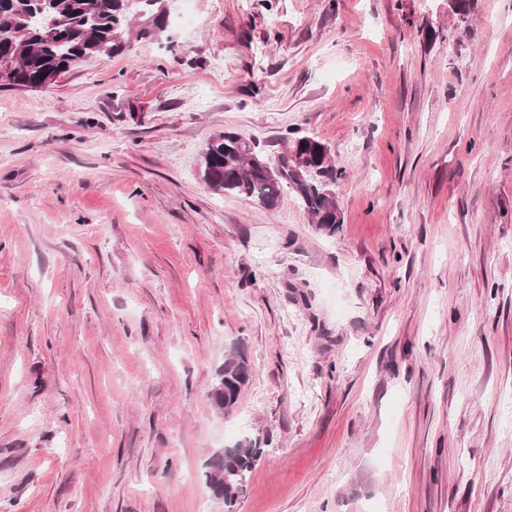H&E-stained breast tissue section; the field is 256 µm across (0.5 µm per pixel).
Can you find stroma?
<instances>
[{
    "instance_id": "35a3bbf8",
    "label": "stroma",
    "mask_w": 512,
    "mask_h": 512,
    "mask_svg": "<svg viewBox=\"0 0 512 512\" xmlns=\"http://www.w3.org/2000/svg\"><path fill=\"white\" fill-rule=\"evenodd\" d=\"M190 9L0 86V512H224L246 437L234 512H512V0ZM223 130L328 146L335 234L210 190ZM250 371L247 358L239 350L232 348L227 352L211 392L212 404L218 413L226 417L235 411ZM232 447L231 450L224 451V457L219 462L223 471L211 470L212 464L206 472L213 496L223 501L227 512H233L236 501L247 491L249 473L265 453L259 439L240 440Z\"/></svg>"
}]
</instances>
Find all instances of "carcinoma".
I'll list each match as a JSON object with an SVG mask.
<instances>
[{
	"label": "carcinoma",
	"mask_w": 512,
	"mask_h": 512,
	"mask_svg": "<svg viewBox=\"0 0 512 512\" xmlns=\"http://www.w3.org/2000/svg\"><path fill=\"white\" fill-rule=\"evenodd\" d=\"M165 5V0H0V66L9 68L3 85L44 89L92 58L121 55L133 43L165 32ZM284 144L276 156L263 158L254 140L220 132L201 155L202 180L216 193L241 194L266 209L288 191L313 223L335 231L344 218L332 186L342 171L332 164L327 146L313 137L294 135ZM250 371L239 350L227 352L211 392L218 413L235 411ZM264 453L260 440H240L224 451L222 470L206 472L225 512H233L247 491L249 473Z\"/></svg>",
	"instance_id": "carcinoma-1"
}]
</instances>
